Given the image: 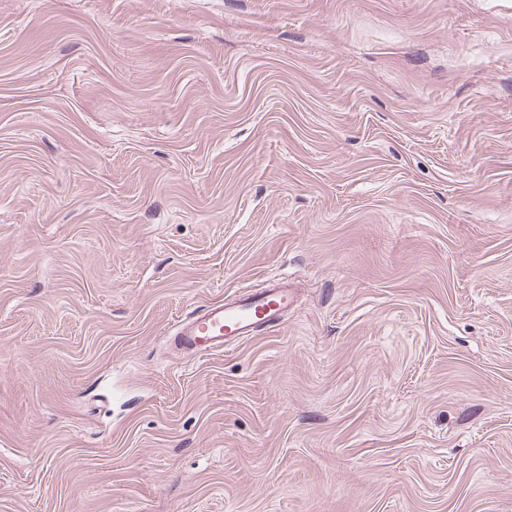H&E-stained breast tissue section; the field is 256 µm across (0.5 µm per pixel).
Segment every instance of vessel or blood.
Segmentation results:
<instances>
[{
	"label": "vessel or blood",
	"instance_id": "obj_1",
	"mask_svg": "<svg viewBox=\"0 0 512 512\" xmlns=\"http://www.w3.org/2000/svg\"><path fill=\"white\" fill-rule=\"evenodd\" d=\"M292 306L290 288L271 277L261 288L212 302L179 321L176 335L193 353L221 352L252 336L261 325L280 324Z\"/></svg>",
	"mask_w": 512,
	"mask_h": 512
}]
</instances>
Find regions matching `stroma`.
<instances>
[{
	"label": "stroma",
	"instance_id": "obj_1",
	"mask_svg": "<svg viewBox=\"0 0 512 512\" xmlns=\"http://www.w3.org/2000/svg\"><path fill=\"white\" fill-rule=\"evenodd\" d=\"M0 512H512V0H0ZM264 283L232 299L212 302L179 321L176 336L182 345L195 354L224 352L259 326L280 324L293 307L292 291L276 276Z\"/></svg>",
	"mask_w": 512,
	"mask_h": 512
}]
</instances>
